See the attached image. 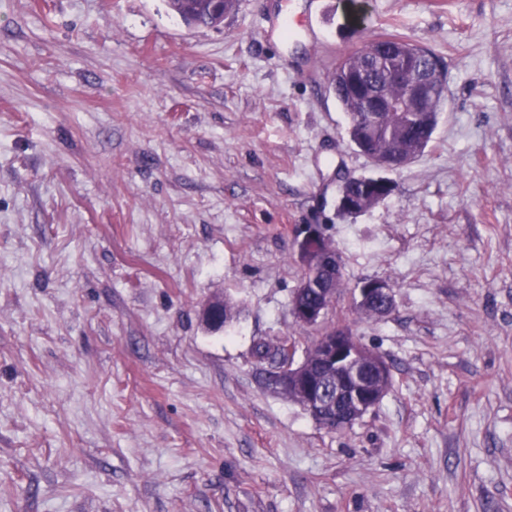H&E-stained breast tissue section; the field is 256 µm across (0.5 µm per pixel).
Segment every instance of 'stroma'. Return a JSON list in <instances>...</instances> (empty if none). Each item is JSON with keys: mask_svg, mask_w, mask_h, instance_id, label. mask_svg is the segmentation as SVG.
<instances>
[{"mask_svg": "<svg viewBox=\"0 0 512 512\" xmlns=\"http://www.w3.org/2000/svg\"><path fill=\"white\" fill-rule=\"evenodd\" d=\"M386 34L448 67L397 170L330 89ZM358 176L393 192L340 215ZM304 224L340 255L333 319L392 370L344 430L251 354L325 331L290 310ZM372 278L381 319L352 307ZM0 512H512V0H240L217 28L0 0ZM368 280V281H367ZM362 288H358V305L374 306L382 316L387 315L393 307L392 289L388 282L380 279H366ZM224 313L228 314L230 321L233 318L232 308L229 303L221 299H214L205 304L202 310V319L214 330L224 329Z\"/></svg>", "mask_w": 512, "mask_h": 512, "instance_id": "35a3bbf8", "label": "stroma"}]
</instances>
